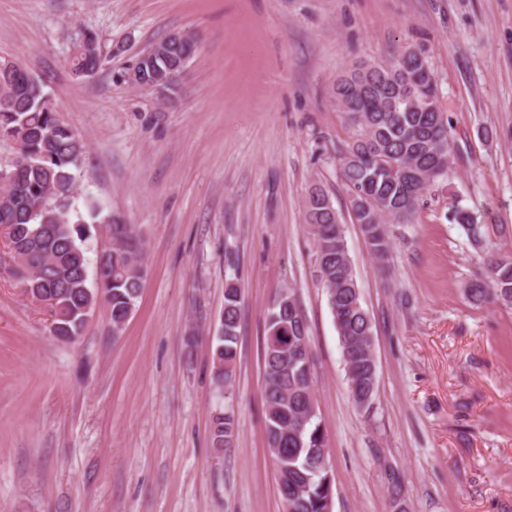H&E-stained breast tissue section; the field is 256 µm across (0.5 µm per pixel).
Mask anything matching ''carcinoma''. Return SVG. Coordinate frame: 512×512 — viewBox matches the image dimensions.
Segmentation results:
<instances>
[{
  "label": "carcinoma",
  "mask_w": 512,
  "mask_h": 512,
  "mask_svg": "<svg viewBox=\"0 0 512 512\" xmlns=\"http://www.w3.org/2000/svg\"><path fill=\"white\" fill-rule=\"evenodd\" d=\"M186 52L175 46L149 61L164 71ZM417 54L400 52L381 63L353 64L335 82L332 97L351 134L339 150L340 178L348 197L365 194L368 210H352L370 253L381 264L392 249L391 224L409 222L423 192L448 174L456 151L448 135L439 89L411 91L410 77L421 69ZM69 64L78 77L96 73L102 54L73 49ZM0 141L15 146L0 167V238L16 263L14 275L25 293L46 307L51 333L74 344L103 298L112 325L126 322L137 307L146 270L147 245L131 224H118L94 205L73 207L82 140L60 125L57 109L41 80L17 63L0 70ZM450 217L480 258L481 272L464 288L475 307H512V253L487 241L489 229L464 207ZM112 225V246L99 255L103 288L89 286L86 219ZM305 220L316 258L314 277L325 289L346 369L347 388L357 408L373 406L377 388L373 324L363 306L349 257L343 224L319 181L305 197ZM293 293L273 300L265 321L263 364L266 433L281 497L288 512H331L334 477L326 433L318 414L309 327ZM240 325V292L224 288L219 344L214 352V385H230L235 372ZM237 430L234 414L212 418L210 443L229 448Z\"/></svg>",
  "instance_id": "cac0c4a2"
}]
</instances>
